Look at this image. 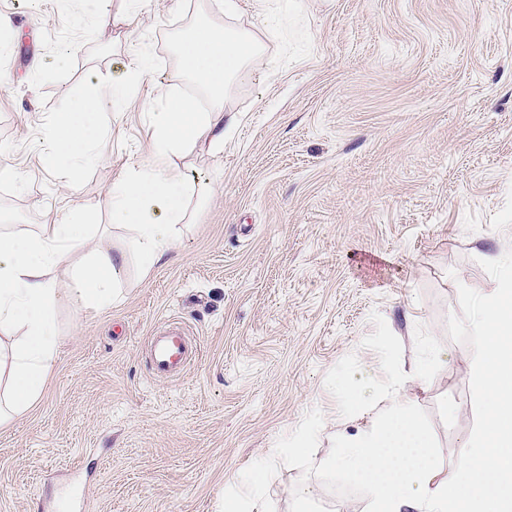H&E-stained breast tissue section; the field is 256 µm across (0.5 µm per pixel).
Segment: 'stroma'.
Here are the masks:
<instances>
[{
  "mask_svg": "<svg viewBox=\"0 0 512 512\" xmlns=\"http://www.w3.org/2000/svg\"><path fill=\"white\" fill-rule=\"evenodd\" d=\"M0 0L16 38L0 60V226L61 219L143 159L159 87H188L175 35L197 20L252 31L255 76L226 99L240 120L224 149L173 160L195 196L170 261L140 275L127 229L99 212L97 244L124 252L121 297L57 311V359L36 406L0 429V512H219L260 453L275 457L311 414L306 456L277 461L252 512H362L322 467L408 377L444 463L471 421L470 340L460 283L483 287V255L512 246V0ZM123 22L100 27L98 10ZM148 51L112 135L77 174L39 143L53 113ZM96 82H89V74ZM177 322L198 351L153 376L148 336ZM446 365L412 383L425 348Z\"/></svg>",
  "mask_w": 512,
  "mask_h": 512,
  "instance_id": "1",
  "label": "stroma"
}]
</instances>
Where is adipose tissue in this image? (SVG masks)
I'll use <instances>...</instances> for the list:
<instances>
[{
    "mask_svg": "<svg viewBox=\"0 0 512 512\" xmlns=\"http://www.w3.org/2000/svg\"><path fill=\"white\" fill-rule=\"evenodd\" d=\"M263 55V42L250 31L195 22L178 38L176 57L210 107L160 88L149 114L147 161L125 166L104 198L41 225L38 233L0 229L1 429L32 409L44 389L57 359L58 307L76 299L102 311L119 296L121 265L111 250L89 247L84 261L71 260L75 249L89 246V221L105 209L113 223L129 227L141 275L149 277L186 218L189 184L174 154L200 142L223 149L238 124L225 112L224 99L235 84L255 75ZM129 85L124 78L113 80L105 91L53 115L45 139L57 166L74 174L90 162L91 145L111 131L109 107L125 101ZM483 261L484 288L459 290L461 302L476 309L459 322L472 340L474 417L455 463H439L404 377H393L383 409L354 398L347 403L359 425L354 434H337L329 469L361 490L366 512H512V345L498 341L512 331V314L505 310L512 296V247L484 255ZM270 468L257 457L241 489L225 492L223 512H250L251 502L265 499Z\"/></svg>",
    "mask_w": 512,
    "mask_h": 512,
    "instance_id": "ef3b65f1",
    "label": "adipose tissue"
}]
</instances>
